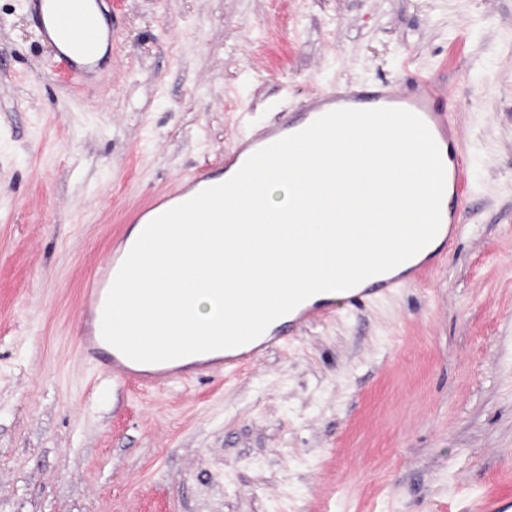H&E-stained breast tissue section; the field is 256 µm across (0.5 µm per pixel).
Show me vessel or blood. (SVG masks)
<instances>
[{
  "instance_id": "obj_1",
  "label": "vessel or blood",
  "mask_w": 512,
  "mask_h": 512,
  "mask_svg": "<svg viewBox=\"0 0 512 512\" xmlns=\"http://www.w3.org/2000/svg\"><path fill=\"white\" fill-rule=\"evenodd\" d=\"M25 6L37 21L38 35L43 41L60 37L69 46V51H56L53 65L64 71L75 84L92 82L94 75L86 68L76 65L74 55L91 56L98 48L100 31L87 0H25ZM380 107L402 108L418 115L430 129L441 153L445 168V189L449 191L455 205L441 211L442 223L451 228L444 238L445 245H453L455 233L464 222V201L469 191V178L466 160L457 148V130L448 110V89L440 79L432 74L417 76L411 83L399 87L382 82L371 87L360 86L354 89H335L313 95L304 103L301 119L285 117L267 127L258 135L240 139L237 145L224 155L225 169L241 167L256 151L308 126L316 118L336 109H374ZM208 174L201 173L192 180L180 183L168 197L154 200L148 211L160 215L167 211L169 200L191 199L202 190L212 187ZM124 261L123 256L111 258L87 283L85 292L92 299L96 310H103L115 276ZM399 278L377 275L375 281L365 288H352L342 292L329 293L327 298L311 302L303 301L291 314L294 325H302L326 312H333L366 296L385 293L397 287ZM83 349L89 357L101 358V366L115 373L132 375L134 381L146 388L165 385L177 380L180 369L168 368L166 363H155L153 368L132 370L129 359L120 351L106 355L102 352L105 343L103 336L87 333L82 337ZM278 336H266L256 345L245 344L225 350L215 359L201 360V367L218 365L222 369H239L256 361L263 353L281 345Z\"/></svg>"
}]
</instances>
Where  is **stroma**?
I'll return each mask as SVG.
<instances>
[{"mask_svg":"<svg viewBox=\"0 0 512 512\" xmlns=\"http://www.w3.org/2000/svg\"><path fill=\"white\" fill-rule=\"evenodd\" d=\"M93 91L0 0V512H464L512 486V0H110ZM439 74L471 175L419 280L240 372L87 360L82 284L156 196L317 92ZM81 340L83 349L89 357L96 359L99 355L106 354V358L100 363L102 368L112 370L113 374H127L145 388L171 383L179 378L181 372L185 371L182 368L168 370L172 368L167 366L171 360L153 363L154 368L152 369L133 370L128 364L136 361L129 359L112 345V354L105 352L100 346L109 343L104 340L102 335L96 336L93 328L86 335L81 336Z\"/></svg>","mask_w":512,"mask_h":512,"instance_id":"obj_1","label":"stroma"}]
</instances>
